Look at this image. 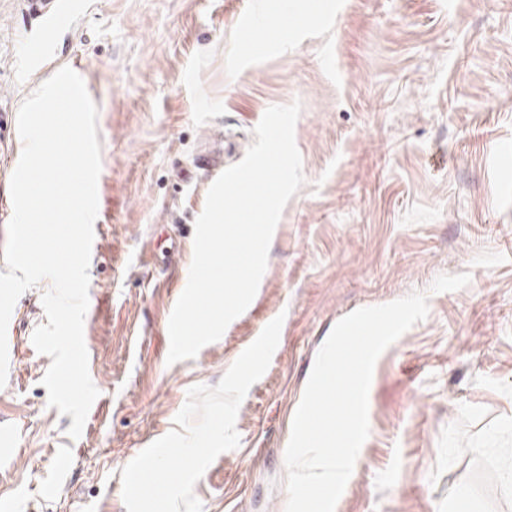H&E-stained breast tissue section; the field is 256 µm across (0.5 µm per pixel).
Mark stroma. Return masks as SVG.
Segmentation results:
<instances>
[{
    "label": "stroma",
    "mask_w": 512,
    "mask_h": 512,
    "mask_svg": "<svg viewBox=\"0 0 512 512\" xmlns=\"http://www.w3.org/2000/svg\"><path fill=\"white\" fill-rule=\"evenodd\" d=\"M32 71L39 18L0 0V113L48 72L78 73L98 108V232L84 339L99 391L78 439L48 404L32 334L41 281L16 302L0 388V512H127L122 470L219 383L263 322L278 349L242 401L240 444L194 488L203 512H285L292 422L316 355L351 312L413 292L429 314L378 358L370 432L335 512H448L462 486L512 512V0H82ZM258 10L275 43L247 42ZM300 102L304 184L274 231L244 313L167 364L168 312L220 149L243 159L272 105ZM23 142L0 125V239ZM469 273L434 293L442 274Z\"/></svg>",
    "instance_id": "1"
}]
</instances>
